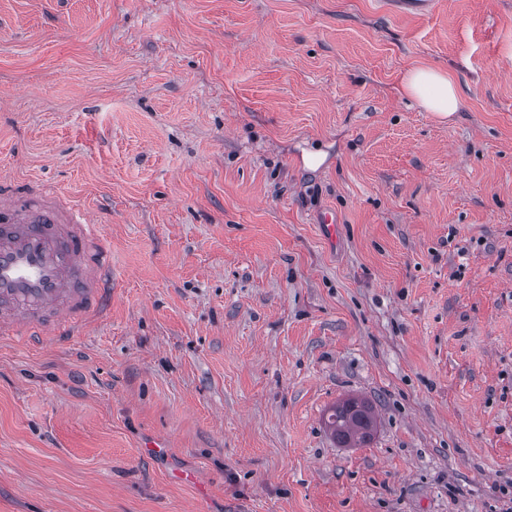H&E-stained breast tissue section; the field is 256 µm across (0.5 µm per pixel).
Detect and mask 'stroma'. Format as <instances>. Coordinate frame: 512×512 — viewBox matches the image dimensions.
<instances>
[{
    "label": "stroma",
    "mask_w": 512,
    "mask_h": 512,
    "mask_svg": "<svg viewBox=\"0 0 512 512\" xmlns=\"http://www.w3.org/2000/svg\"><path fill=\"white\" fill-rule=\"evenodd\" d=\"M388 2L0 0V177L112 255L68 343L0 336V512L512 506V0ZM403 93L413 99L425 112L436 117L451 118L463 108V101L454 80L439 69L414 68L402 79ZM327 427L334 439L343 446L365 444L376 427V417L369 402L362 398H348L331 408Z\"/></svg>",
    "instance_id": "1"
}]
</instances>
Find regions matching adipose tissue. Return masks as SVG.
Returning a JSON list of instances; mask_svg holds the SVG:
<instances>
[{"mask_svg": "<svg viewBox=\"0 0 512 512\" xmlns=\"http://www.w3.org/2000/svg\"><path fill=\"white\" fill-rule=\"evenodd\" d=\"M402 91L423 111L439 118H450L463 108L454 80L436 68L421 67L407 71L402 79Z\"/></svg>", "mask_w": 512, "mask_h": 512, "instance_id": "ef3b65f1", "label": "adipose tissue"}]
</instances>
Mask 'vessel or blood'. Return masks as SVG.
Instances as JSON below:
<instances>
[{"mask_svg": "<svg viewBox=\"0 0 512 512\" xmlns=\"http://www.w3.org/2000/svg\"><path fill=\"white\" fill-rule=\"evenodd\" d=\"M112 265L85 207L38 183L0 182V335H71L103 308Z\"/></svg>", "mask_w": 512, "mask_h": 512, "instance_id": "vessel-or-blood-1", "label": "vessel or blood"}]
</instances>
